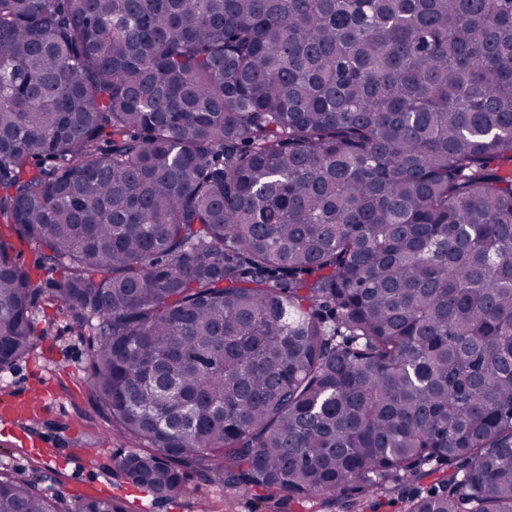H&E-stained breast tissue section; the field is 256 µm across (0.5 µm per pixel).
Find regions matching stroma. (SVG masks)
I'll return each instance as SVG.
<instances>
[{
    "mask_svg": "<svg viewBox=\"0 0 512 512\" xmlns=\"http://www.w3.org/2000/svg\"><path fill=\"white\" fill-rule=\"evenodd\" d=\"M38 316L47 333L37 339L27 358L0 371V396L28 393L43 381L54 383L55 404L27 425L34 435L47 439L52 449L45 457H32L0 437V471L45 476L46 492L59 497L67 507L92 486L97 495L122 498L144 506L145 512H347L343 503L328 500L268 499L260 490L244 494L225 489L203 481L194 471L188 474L183 494L170 501L126 485L115 470L112 456L135 447L136 442L112 429L109 416L93 397L87 382L88 337L79 335L73 316L56 314L47 305H40ZM387 482L393 494L373 499L362 512H403L404 496L446 490L430 473L417 479L394 474Z\"/></svg>",
    "mask_w": 512,
    "mask_h": 512,
    "instance_id": "stroma-1",
    "label": "stroma"
}]
</instances>
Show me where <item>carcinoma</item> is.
<instances>
[{"label":"carcinoma","instance_id":"1","mask_svg":"<svg viewBox=\"0 0 512 512\" xmlns=\"http://www.w3.org/2000/svg\"><path fill=\"white\" fill-rule=\"evenodd\" d=\"M39 301L135 489L512 512V0H0V369Z\"/></svg>","mask_w":512,"mask_h":512}]
</instances>
